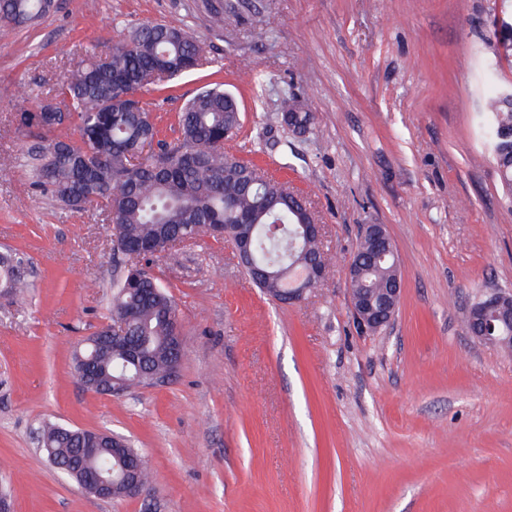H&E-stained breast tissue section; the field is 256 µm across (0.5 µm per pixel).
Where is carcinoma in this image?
I'll list each match as a JSON object with an SVG mask.
<instances>
[{
    "instance_id": "1",
    "label": "carcinoma",
    "mask_w": 512,
    "mask_h": 512,
    "mask_svg": "<svg viewBox=\"0 0 512 512\" xmlns=\"http://www.w3.org/2000/svg\"><path fill=\"white\" fill-rule=\"evenodd\" d=\"M52 0H0V37L32 23L51 7ZM202 47L186 32L165 25H142L112 52L99 56L76 51L67 61V76L57 84L55 97L66 111L23 112L19 128L36 126L45 144L33 153V176L65 207L82 211L91 204L115 226L114 250L130 244L153 245L150 254L166 251L177 240L214 238L218 226L234 239L240 230L251 238L254 267L249 278L268 295L281 296L307 283L308 260L327 265L330 257L321 240L300 232L307 202L285 185L266 179L247 185V169L227 146L240 125L235 98L220 86L193 96L178 114L180 136L158 138L153 109L142 103L138 112L112 107L125 93H143L163 79H173L199 65ZM488 119L484 133L493 148L503 194L512 197V89L498 87L490 73ZM281 120L295 131L312 125L310 112L290 108ZM353 259L362 274L352 280L356 292L389 287L393 257L373 264L361 242ZM24 259L0 256V288L14 294L26 290ZM111 321L126 324L129 341L143 354L150 371L164 375L175 358L177 307L159 279L137 265L127 267L114 283ZM92 382L98 386L121 382L123 391L144 380L126 361L124 345L94 360ZM41 448L48 461L64 472L73 467L112 479V497H123L128 470L150 486L152 475L144 455L131 446L114 449L104 442L87 456L65 427L45 422Z\"/></svg>"
}]
</instances>
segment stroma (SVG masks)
Listing matches in <instances>:
<instances>
[{
	"label": "stroma",
	"mask_w": 512,
	"mask_h": 512,
	"mask_svg": "<svg viewBox=\"0 0 512 512\" xmlns=\"http://www.w3.org/2000/svg\"><path fill=\"white\" fill-rule=\"evenodd\" d=\"M54 0L0 40V253L29 267L0 290V491L13 512H512V354L473 338L470 307L512 291V210L482 129L485 72L512 85L493 23L512 0ZM163 24L203 48L195 70L146 93L163 138L206 86L240 106L229 150L301 195L335 261L281 304L208 238L147 261L172 295L184 354L169 383L86 391L74 354L109 322L115 254L104 214L35 188L39 131L17 115L53 99L79 48L111 53L128 27ZM310 130L281 121L287 102ZM382 224L402 295L370 333L347 263ZM126 437L154 474L141 498L100 499L55 469L43 421Z\"/></svg>",
	"instance_id": "1"
}]
</instances>
